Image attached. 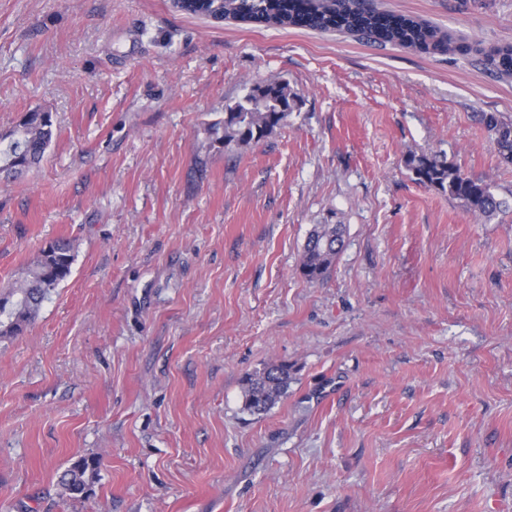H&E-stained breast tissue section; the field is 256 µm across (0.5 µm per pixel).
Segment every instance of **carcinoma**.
Here are the masks:
<instances>
[{"label":"carcinoma","mask_w":512,"mask_h":512,"mask_svg":"<svg viewBox=\"0 0 512 512\" xmlns=\"http://www.w3.org/2000/svg\"><path fill=\"white\" fill-rule=\"evenodd\" d=\"M175 7L191 14L224 18L242 23L273 27H303L321 32L346 31L361 34L379 43H395L427 53L454 51L448 37L416 18L365 7L361 0H175ZM493 72L512 77V45L495 49L485 58ZM296 107L288 84L269 82L254 86L244 98L227 108L224 120L209 126L212 139L226 147L257 143L282 125ZM485 121L496 135L501 156L512 161V122L490 114ZM53 139L49 112H30L9 132L0 136L7 142L0 148V174L13 177L38 166ZM405 165L414 180L461 201L473 213L491 217L508 210L495 197L490 185L467 177L458 166L438 154L411 153ZM343 225L318 224L309 233L301 272L309 281L322 280L343 247ZM51 253L40 251L25 276L0 298V327L13 333L30 322L58 285L71 275L74 246L67 239L55 241ZM293 368L285 362L273 363L250 375L243 388L245 408L266 413L288 393ZM96 460L81 458L59 476V483L72 498L90 491Z\"/></svg>","instance_id":"carcinoma-1"}]
</instances>
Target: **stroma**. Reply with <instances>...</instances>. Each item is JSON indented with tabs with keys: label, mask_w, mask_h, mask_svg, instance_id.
I'll return each instance as SVG.
<instances>
[{
	"label": "stroma",
	"mask_w": 512,
	"mask_h": 512,
	"mask_svg": "<svg viewBox=\"0 0 512 512\" xmlns=\"http://www.w3.org/2000/svg\"><path fill=\"white\" fill-rule=\"evenodd\" d=\"M424 53L217 23L172 0H0V134L51 113L0 182V295L59 237L70 277L0 335V512H512V0H374ZM298 106L244 147L210 124L258 83ZM490 183L486 218L410 153ZM341 224L327 276L300 272ZM291 364L268 413L247 376ZM99 462L86 498L59 474ZM486 66L501 76L512 77V45L495 49L485 58ZM53 139V120L49 112H29L0 140H8L0 148V174L14 177L37 167ZM485 121L496 135V144L501 156L512 161V122L502 121L493 114L486 115ZM343 225L317 224L309 233L303 258L301 272L309 281L322 280L343 247Z\"/></svg>",
	"instance_id": "stroma-1"
}]
</instances>
